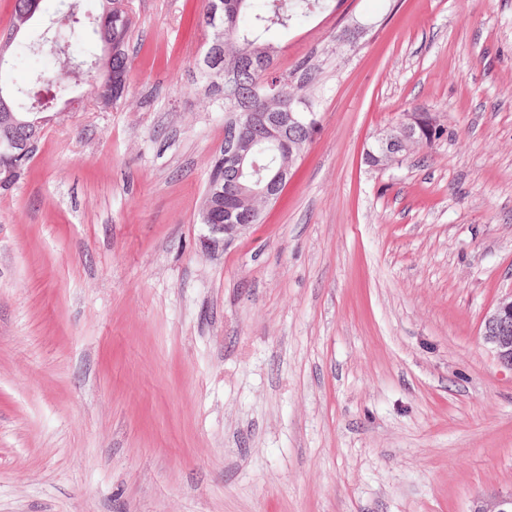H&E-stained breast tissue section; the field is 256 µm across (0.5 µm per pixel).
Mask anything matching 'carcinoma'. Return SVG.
Wrapping results in <instances>:
<instances>
[{"instance_id": "carcinoma-1", "label": "carcinoma", "mask_w": 512, "mask_h": 512, "mask_svg": "<svg viewBox=\"0 0 512 512\" xmlns=\"http://www.w3.org/2000/svg\"><path fill=\"white\" fill-rule=\"evenodd\" d=\"M26 0H14V15L6 38H0V49L5 61L0 62V89L5 87L12 95L11 111L23 114L31 122L28 132L43 139L45 125L36 123L44 113L58 108L72 93L71 79L60 75L49 77L34 73L24 87L13 88L4 79V72L13 57V47L22 43L31 25L41 14L38 3L34 14H29ZM254 0H205L201 25L210 32L205 53L217 49L223 59V73L212 72L207 58H202L200 69L206 84V104L220 105L224 121L237 118L239 112H314L316 105L307 84L312 81V65L302 68L301 80L294 83L292 74L281 72L275 66L276 49L264 39L274 28H288L292 23L309 17L328 7L329 0H263L253 7ZM112 17V52L101 51L91 60H76L70 52L73 39L89 29L104 43L103 19ZM53 27L47 31L59 65L65 61L87 67L96 83L109 87L103 95L92 91V100L100 109H109L123 103L129 95L131 58L129 41L135 22L124 0H100V14L92 16L83 9L81 0H63V7L53 15ZM316 128L307 125L293 130L283 140L257 139L248 131L239 132L242 148L248 151V162L257 163L259 170H247L241 181L250 186L268 182L283 165L288 164V152L305 151L312 142ZM33 155L11 163L13 173L6 175L0 162V189L14 186L26 173ZM267 202L258 195L245 192L224 194V212L247 214L251 223H261V213Z\"/></svg>"}]
</instances>
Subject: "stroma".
<instances>
[{"mask_svg":"<svg viewBox=\"0 0 512 512\" xmlns=\"http://www.w3.org/2000/svg\"><path fill=\"white\" fill-rule=\"evenodd\" d=\"M130 94L0 190V512H473L512 491V0H342L269 33L320 129L226 247L202 0H128ZM443 139L380 171L411 107ZM221 178L227 182L230 173L224 168V149L213 160L211 166L210 178L205 190L202 209H201V224L208 230V236L203 238L204 247L212 249L220 243L224 246L234 240L239 235L245 233L253 224L261 223V213L263 209L269 204L262 197L245 192H224L220 187H217L214 192L217 195L224 194V224H208L207 215L209 210L207 208L208 201V187L212 181ZM233 212L234 214H247L251 216V221L246 224H226V213ZM482 336L498 360L512 369V293L501 298L487 316Z\"/></svg>","mask_w":512,"mask_h":512,"instance_id":"1","label":"stroma"}]
</instances>
